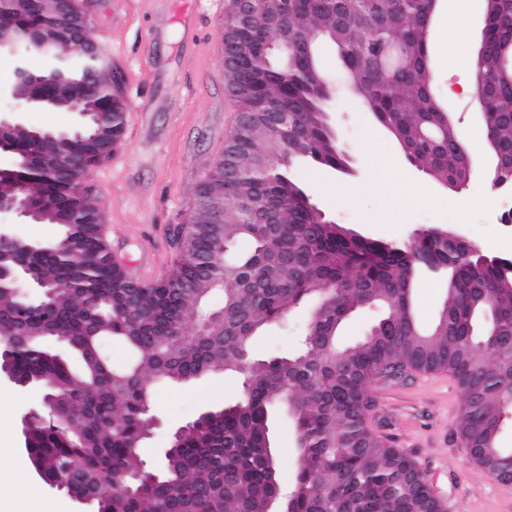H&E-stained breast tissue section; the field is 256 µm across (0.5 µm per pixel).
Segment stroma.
Returning a JSON list of instances; mask_svg holds the SVG:
<instances>
[{"mask_svg":"<svg viewBox=\"0 0 512 512\" xmlns=\"http://www.w3.org/2000/svg\"><path fill=\"white\" fill-rule=\"evenodd\" d=\"M89 38L106 43L112 65L122 76L127 103L123 137L111 157L88 173L99 188L98 206L113 253L126 268L149 261L160 277L173 270L177 245L173 230L184 222L197 185L222 154L237 126L238 112L224 83L220 23L228 0H83ZM485 13L483 0H439L430 27L433 92L465 134L469 153L481 169L455 191L437 185L415 169L397 142L370 113L346 94L337 95L330 112L348 155L337 171L311 161L294 175L311 201L330 219L378 240H408L415 229L449 226L476 240L491 257L512 258V224L497 219V196L482 169L491 162L480 108L458 94L465 75L461 56L476 47ZM36 73L51 69L34 52L17 57L0 53V112L14 105L5 91L15 81L18 61ZM422 184L423 193L406 197L402 180ZM374 190H364V183ZM303 314L272 328L257 342L264 355L300 350ZM240 382L209 374L183 384L160 386L153 403L159 420L142 458L162 470L171 433L199 414L223 407L238 395ZM378 430L411 455L450 512H487L493 480L471 463L456 430V415L446 404H462L459 387L417 385L414 377L373 383ZM0 406L11 427L0 432V495L18 498L12 462L25 457L24 416L43 408L39 387L0 381ZM282 462L281 478L291 483L297 468L296 431L291 418L278 414L272 425Z\"/></svg>","mask_w":512,"mask_h":512,"instance_id":"1","label":"stroma"}]
</instances>
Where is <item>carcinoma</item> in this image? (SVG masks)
Here are the masks:
<instances>
[{"label": "carcinoma", "instance_id": "cac0c4a2", "mask_svg": "<svg viewBox=\"0 0 512 512\" xmlns=\"http://www.w3.org/2000/svg\"><path fill=\"white\" fill-rule=\"evenodd\" d=\"M485 66L482 80L498 98L512 100V0H484ZM54 0H0V17L13 25L19 47L25 32L41 26ZM305 30L272 49L256 66L258 80L243 108L266 104L295 117L286 139L243 133L230 147L264 163L259 178L237 192L239 204L224 220L222 243L208 233L179 258L168 288H129L112 268L100 208L73 184L83 169L48 172L39 144L25 129L4 135L5 147L27 160L18 179L46 209L63 215L59 240L78 247L36 251L26 266L56 286L52 296L29 304L0 288V346L8 345L19 378L49 384L52 415L31 423L26 451L45 470L43 481L92 500L96 512H428L431 490L424 476L405 467L406 453L371 425L364 411L367 389L389 368L446 372L463 394L458 434L474 437L499 457L503 417L512 408L504 383L512 366L500 354L512 348V259L488 258L472 240L454 239L444 227L416 230L410 240L381 242L320 217L292 175L302 159L333 169L345 155L329 122L332 85L319 63V48L333 46L344 67L343 84L398 143L406 159L433 181L453 189L470 179L475 159L463 133L431 95L428 18L419 0H312L304 5ZM72 45L53 43L54 91L70 108L76 86L95 76L101 92L94 108L112 115L107 143L121 139L126 104L108 92L111 71L99 60L72 56ZM495 166L491 184H512V112L482 113ZM279 150L284 163L271 165ZM223 159L210 170L208 191L224 193ZM288 195V221L271 228L251 213V199L268 206ZM239 241L249 243L243 251ZM224 256L212 276L200 275L206 258ZM275 255L287 258L272 281L246 288L249 274ZM436 270L445 290L436 318L423 322L414 290L423 271ZM195 284L177 306L179 335L166 330L164 296ZM220 291L224 323L201 335L206 301ZM311 305L303 350L257 358L255 340L269 326ZM375 305L381 318L359 342L338 336L358 308ZM113 340L128 350L130 365L114 369L104 352ZM236 375L238 400L208 410L182 426L176 447L165 453L163 472L150 481L141 447L153 419L161 382L184 383L208 373ZM283 406L296 426L297 473L281 479L273 445L272 410Z\"/></svg>", "mask_w": 512, "mask_h": 512}]
</instances>
